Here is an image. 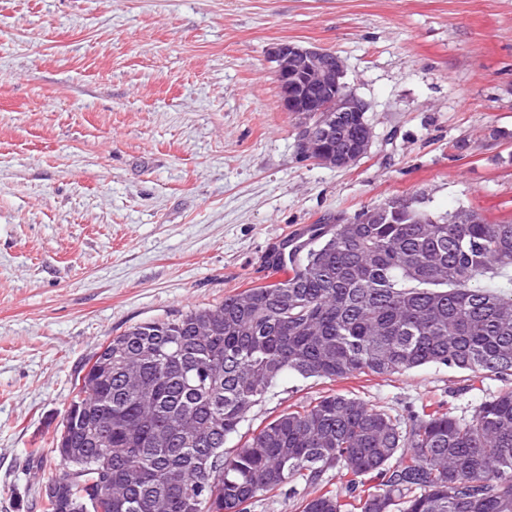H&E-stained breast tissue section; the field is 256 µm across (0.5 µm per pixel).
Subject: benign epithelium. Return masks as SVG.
<instances>
[{
  "mask_svg": "<svg viewBox=\"0 0 512 512\" xmlns=\"http://www.w3.org/2000/svg\"><path fill=\"white\" fill-rule=\"evenodd\" d=\"M269 58L284 90L279 105L300 123V154L337 169L362 159L373 141L372 127L365 117L368 104L347 83L342 59L327 49L290 42L272 46ZM346 120L345 144L327 147Z\"/></svg>",
  "mask_w": 512,
  "mask_h": 512,
  "instance_id": "obj_1",
  "label": "benign epithelium"
}]
</instances>
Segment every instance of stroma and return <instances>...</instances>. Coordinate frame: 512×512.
<instances>
[{"label":"stroma","instance_id":"obj_1","mask_svg":"<svg viewBox=\"0 0 512 512\" xmlns=\"http://www.w3.org/2000/svg\"><path fill=\"white\" fill-rule=\"evenodd\" d=\"M279 42L344 61L374 134L355 166L301 156ZM394 196L512 218V0H0V512H40L73 381L112 337L276 280L298 226ZM502 387L288 373L243 428L332 389L468 419Z\"/></svg>","mask_w":512,"mask_h":512}]
</instances>
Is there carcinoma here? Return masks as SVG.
I'll return each mask as SVG.
<instances>
[{"instance_id":"obj_1","label":"carcinoma","mask_w":512,"mask_h":512,"mask_svg":"<svg viewBox=\"0 0 512 512\" xmlns=\"http://www.w3.org/2000/svg\"><path fill=\"white\" fill-rule=\"evenodd\" d=\"M271 267L285 277L129 327L85 365L54 440L63 474L44 512H249L302 482L300 512H512V220L312 225ZM441 364L510 387L468 420L407 416L332 391L265 418L225 451L291 372L334 382ZM142 378L139 389L126 381ZM336 472L344 495L325 489ZM112 477L98 504L83 493ZM373 484L366 485V480Z\"/></svg>"}]
</instances>
